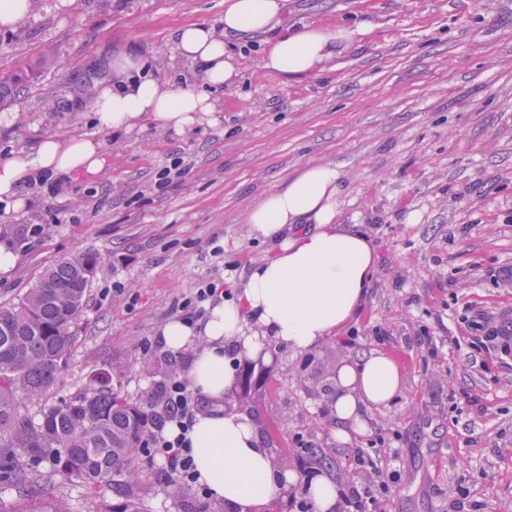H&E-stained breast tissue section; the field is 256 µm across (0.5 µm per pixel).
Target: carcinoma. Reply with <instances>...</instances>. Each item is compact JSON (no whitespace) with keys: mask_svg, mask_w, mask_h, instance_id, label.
<instances>
[{"mask_svg":"<svg viewBox=\"0 0 512 512\" xmlns=\"http://www.w3.org/2000/svg\"><path fill=\"white\" fill-rule=\"evenodd\" d=\"M101 257L86 252L47 269L18 298L0 303V483L21 487L23 499L0 512H74L70 501L45 492L38 466L47 461L93 497L118 489L138 473L145 448V410L112 385L120 365L93 374L79 393L47 402L73 353L78 321ZM40 405V419L28 406ZM115 512H150L126 494Z\"/></svg>","mask_w":512,"mask_h":512,"instance_id":"1","label":"carcinoma"}]
</instances>
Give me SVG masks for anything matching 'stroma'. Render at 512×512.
I'll return each mask as SVG.
<instances>
[{
  "mask_svg": "<svg viewBox=\"0 0 512 512\" xmlns=\"http://www.w3.org/2000/svg\"><path fill=\"white\" fill-rule=\"evenodd\" d=\"M223 19L224 0H41L16 29H0V77L15 82L0 108V162L46 135L95 137L105 158L99 173L25 187V205L0 214V240L48 227L16 248L0 302L62 259L91 251L104 261L50 400L116 361L123 394L154 389L159 378L142 361L161 358L178 302L209 280L238 291L271 253L250 235L247 208L305 164L332 162L345 182L336 221L360 225L377 255L366 304L313 349L270 340L251 355L229 353L262 365L248 420L271 457L295 459L302 439L319 450L281 500L313 475L344 484L355 449L376 445L383 470L398 474L388 512H448L461 485L474 512H512V357L477 351L471 330L481 317L512 322V0H287L271 35L229 42L240 77L213 94L217 124L180 133L148 124L112 135L70 92L109 79L120 52L147 62L159 82L200 84L172 36ZM362 20L369 32L318 75L286 81L259 67L267 37ZM177 165L186 175L165 179ZM423 331L437 351L418 343ZM373 351L399 362L403 390L369 414L365 433L337 442L338 371ZM467 393L478 402L457 412L454 397ZM131 491L152 512H198L205 501L195 490L172 498L155 466Z\"/></svg>",
  "mask_w": 512,
  "mask_h": 512,
  "instance_id": "obj_1",
  "label": "stroma"
}]
</instances>
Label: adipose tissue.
<instances>
[{
  "label": "adipose tissue",
  "instance_id": "obj_1",
  "mask_svg": "<svg viewBox=\"0 0 512 512\" xmlns=\"http://www.w3.org/2000/svg\"><path fill=\"white\" fill-rule=\"evenodd\" d=\"M283 0H224L222 28L190 24L174 34L175 47L202 73V88L164 87L148 79L129 77L137 61L128 54L112 64L113 81L99 84L89 98L100 129L128 133L150 121L159 127L185 131L202 123L216 124L211 89L234 84L238 71L226 56L225 40L267 31L277 21ZM366 25L330 30L307 26L272 43L261 68L293 79L322 72ZM104 165L103 146L88 136L59 140L47 135L28 152L0 162V201L22 207L21 190L36 176L95 173ZM343 193L342 174L333 163L306 164L281 188L269 192L247 211L253 237L276 243V251L254 263L234 298L208 306L198 326L173 320L162 337L180 350L191 336L202 348L187 368V376L202 396L223 401L234 373L226 359L227 345L252 348L263 336L305 351L332 336L365 304L376 268L371 239L353 224L337 223L336 205ZM293 224L306 232L289 233ZM396 362L374 352L338 373L334 411L336 436L362 430L363 415L388 404L402 389ZM200 484L234 512H257L294 482V473L275 467L253 426L233 410L197 415L188 432Z\"/></svg>",
  "mask_w": 512,
  "mask_h": 512
}]
</instances>
